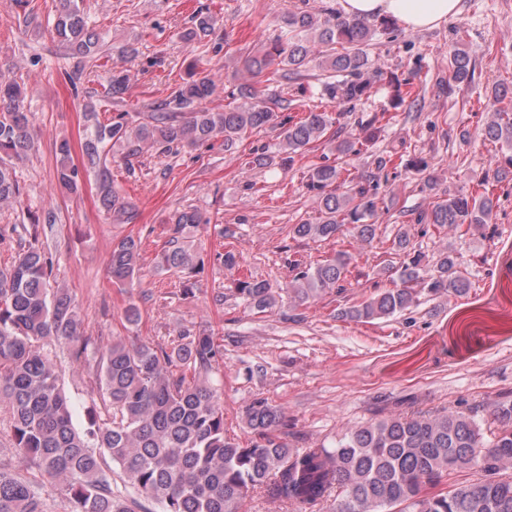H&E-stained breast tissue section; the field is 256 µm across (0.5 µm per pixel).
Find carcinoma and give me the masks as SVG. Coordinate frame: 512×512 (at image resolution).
I'll list each match as a JSON object with an SVG mask.
<instances>
[{"label": "carcinoma", "mask_w": 512, "mask_h": 512, "mask_svg": "<svg viewBox=\"0 0 512 512\" xmlns=\"http://www.w3.org/2000/svg\"><path fill=\"white\" fill-rule=\"evenodd\" d=\"M213 25L211 17L200 16L183 38L192 41ZM280 28L285 42L245 58L250 75L269 71L275 77L282 68L297 73L315 62L341 77L323 86L324 95L336 103L365 93L374 24L333 9L297 10L281 17ZM53 29L60 42L86 61L99 59L102 43L87 28L77 0H58ZM470 73V59L461 51L454 53L448 87L469 80ZM126 85L127 75L112 74L98 102L117 113L108 124L100 123L96 112L85 113L88 133L82 145L100 207L115 221L128 210L112 189L108 154L116 147L127 159L146 147L165 153L220 138L228 152L247 134L273 128L287 154L329 141L337 153L348 155L359 153L373 137L368 130L361 140L329 134L333 118L327 112L310 111L295 122L280 112V99L264 96L252 83L238 85L237 106L212 112L203 106L214 86L208 75L194 76L171 98L145 106L144 120L133 124L120 109ZM25 95V85L17 80L0 81V205L20 203L12 160L23 159L32 148ZM493 98L501 107L485 127V136L512 150L508 87H495ZM57 152L58 183L75 193L80 171L70 164V144L60 142ZM307 186L320 195L321 219L292 225L294 237L332 240L350 224L361 243L373 241L376 225L364 219L374 214L377 201L362 182L342 180L336 166L323 164L311 170ZM494 208L488 192L478 197L445 193L418 222L456 231L465 224L491 223ZM56 222L52 210L35 218L25 229L24 246L0 269V404L8 409L16 447L43 475L67 479L70 512H141L147 502L159 505L161 512H239L242 500L257 489L285 506L316 505L336 491V512H512V479L504 476L512 467V400L495 405L497 426L489 439L477 415L443 410L347 428L329 448H292L283 437L282 408L256 399L245 412L254 441L242 446L224 428L220 388L211 378L221 345L210 332H182L169 347L122 339L104 347L79 336L74 299L51 284L55 257L44 237L45 228ZM171 223V248L158 263L163 269L192 272L195 255L180 236L204 218L197 211H178ZM395 246L402 253L400 283L344 310L345 317L359 321L401 313L417 303V284L435 294L468 292L470 281L457 269L455 257L443 252L433 268L424 267L421 255L408 250L403 227ZM140 247L132 236L112 244L107 265L114 285L132 288L139 280ZM349 263L350 257L339 253L301 269L280 292L265 280L249 279L239 284V293L259 313L278 306L285 296L304 304L343 289ZM51 342L66 346L76 362L96 359V381L108 419L93 407L87 425L74 426L57 363L45 350ZM113 465L138 497L112 489ZM470 471L480 477L440 488L444 478ZM0 512H43L33 484L1 467Z\"/></svg>", "instance_id": "cac0c4a2"}]
</instances>
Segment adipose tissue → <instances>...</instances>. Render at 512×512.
I'll use <instances>...</instances> for the list:
<instances>
[{
  "mask_svg": "<svg viewBox=\"0 0 512 512\" xmlns=\"http://www.w3.org/2000/svg\"><path fill=\"white\" fill-rule=\"evenodd\" d=\"M344 16L373 19L389 17L410 31L432 29L455 17L461 0H339Z\"/></svg>",
  "mask_w": 512,
  "mask_h": 512,
  "instance_id": "ef3b65f1",
  "label": "adipose tissue"
}]
</instances>
